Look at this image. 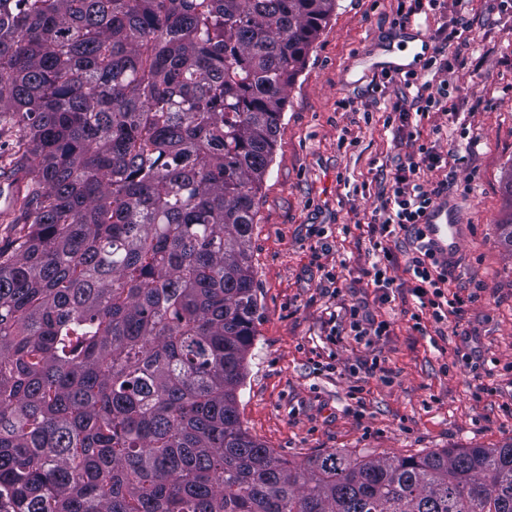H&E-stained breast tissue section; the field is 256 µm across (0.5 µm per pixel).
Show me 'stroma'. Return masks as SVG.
Returning a JSON list of instances; mask_svg holds the SVG:
<instances>
[{"mask_svg":"<svg viewBox=\"0 0 512 512\" xmlns=\"http://www.w3.org/2000/svg\"><path fill=\"white\" fill-rule=\"evenodd\" d=\"M399 3L336 0L288 91L259 193L260 320L238 410L254 438L298 463L512 443V249L498 231L512 216V0H424L405 20ZM411 40L452 66L453 114L429 113L419 130L442 159L428 177L463 225L449 289L467 300L419 331L415 298L399 288L380 304L363 274L375 260L365 227L408 153V128L384 120L394 103L417 108L416 86L384 57ZM352 306L390 321V335L355 338ZM372 358L383 375L365 376ZM478 379L493 391L477 399Z\"/></svg>","mask_w":512,"mask_h":512,"instance_id":"35a3bbf8","label":"stroma"}]
</instances>
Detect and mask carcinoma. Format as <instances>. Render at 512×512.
Listing matches in <instances>:
<instances>
[{
  "label": "carcinoma",
  "mask_w": 512,
  "mask_h": 512,
  "mask_svg": "<svg viewBox=\"0 0 512 512\" xmlns=\"http://www.w3.org/2000/svg\"><path fill=\"white\" fill-rule=\"evenodd\" d=\"M336 0H0V512H512V443L296 464L237 391L287 90Z\"/></svg>",
  "instance_id": "carcinoma-1"
}]
</instances>
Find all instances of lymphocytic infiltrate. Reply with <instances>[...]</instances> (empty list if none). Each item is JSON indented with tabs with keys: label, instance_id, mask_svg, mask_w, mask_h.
<instances>
[{
	"label": "lymphocytic infiltrate",
	"instance_id": "lymphocytic-infiltrate-1",
	"mask_svg": "<svg viewBox=\"0 0 512 512\" xmlns=\"http://www.w3.org/2000/svg\"><path fill=\"white\" fill-rule=\"evenodd\" d=\"M411 152L406 164L400 165L393 177L389 195L379 210V216L369 227V243L377 254L365 272L368 284L375 288L380 303H388L396 283L392 271L399 263L388 246L396 232H404L412 249L404 265L407 275L405 286L419 301L417 312L411 313L413 321H421L423 312H430L435 322L441 323L458 316L463 300L458 295L447 294L451 271L435 257L423 230L429 210L434 206L438 188L430 187L427 173L439 161L427 144L411 139Z\"/></svg>",
	"mask_w": 512,
	"mask_h": 512
}]
</instances>
